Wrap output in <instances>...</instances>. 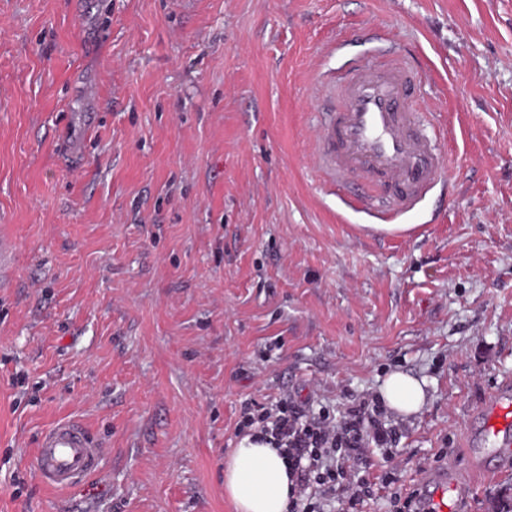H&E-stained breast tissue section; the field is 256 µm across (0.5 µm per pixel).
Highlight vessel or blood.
Segmentation results:
<instances>
[{"label":"vessel or blood","mask_w":512,"mask_h":512,"mask_svg":"<svg viewBox=\"0 0 512 512\" xmlns=\"http://www.w3.org/2000/svg\"><path fill=\"white\" fill-rule=\"evenodd\" d=\"M415 66L379 67L371 51L338 72L317 78L319 122L313 155L325 185L355 184L345 205L360 206L370 224H399L436 187L445 186L444 160L426 133L435 116L418 109ZM468 471L454 462L424 467L416 482L423 512H448L449 501L469 493L470 477L512 471V380L497 382L468 414ZM97 436L82 422L60 420L37 443L34 475L44 485L73 490L98 473Z\"/></svg>","instance_id":"vessel-or-blood-1"}]
</instances>
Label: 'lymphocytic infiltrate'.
<instances>
[{
    "label": "lymphocytic infiltrate",
    "mask_w": 512,
    "mask_h": 512,
    "mask_svg": "<svg viewBox=\"0 0 512 512\" xmlns=\"http://www.w3.org/2000/svg\"><path fill=\"white\" fill-rule=\"evenodd\" d=\"M378 398L351 402L341 416L313 411L292 395L266 406L252 401L241 408L239 432L260 434L278 448L288 464L291 494L288 512H325L337 499L342 512H363L392 477L374 475L371 448H388L397 431L385 427Z\"/></svg>",
    "instance_id": "1"
}]
</instances>
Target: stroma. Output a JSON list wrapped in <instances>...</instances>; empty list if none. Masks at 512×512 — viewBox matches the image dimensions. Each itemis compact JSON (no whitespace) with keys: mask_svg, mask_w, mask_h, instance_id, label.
<instances>
[{"mask_svg":"<svg viewBox=\"0 0 512 512\" xmlns=\"http://www.w3.org/2000/svg\"><path fill=\"white\" fill-rule=\"evenodd\" d=\"M376 25L456 127L410 238L339 220L309 149L326 45ZM3 226L0 512H235L244 400L339 415L395 369L409 487L512 378V0H0ZM62 419L105 444L73 491L33 474ZM425 380H418L402 370L388 373L381 387V399L384 405L399 415L418 413L424 406L426 394Z\"/></svg>","mask_w":512,"mask_h":512,"instance_id":"obj_1","label":"stroma"}]
</instances>
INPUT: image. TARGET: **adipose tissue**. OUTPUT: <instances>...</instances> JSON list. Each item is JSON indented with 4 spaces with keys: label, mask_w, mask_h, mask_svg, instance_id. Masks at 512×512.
<instances>
[{
    "label": "adipose tissue",
    "mask_w": 512,
    "mask_h": 512,
    "mask_svg": "<svg viewBox=\"0 0 512 512\" xmlns=\"http://www.w3.org/2000/svg\"><path fill=\"white\" fill-rule=\"evenodd\" d=\"M424 381L394 370L381 387V399L392 412L418 413L424 406ZM290 481L279 450L246 436L240 439L224 466V492L236 512H287Z\"/></svg>",
    "instance_id": "adipose-tissue-1"
}]
</instances>
